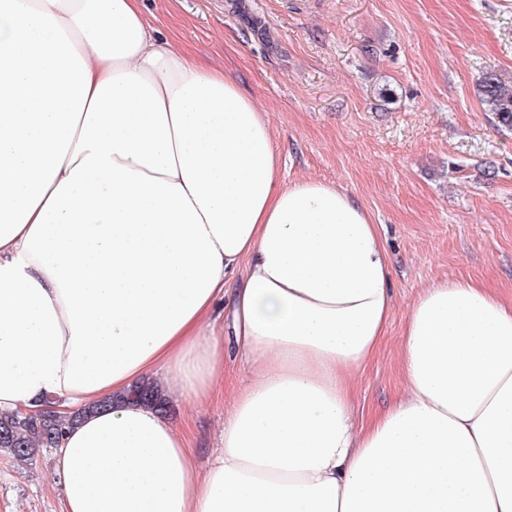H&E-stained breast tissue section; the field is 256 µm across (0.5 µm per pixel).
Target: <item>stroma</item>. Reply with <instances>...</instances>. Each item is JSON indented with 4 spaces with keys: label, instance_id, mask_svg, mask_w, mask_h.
Returning a JSON list of instances; mask_svg holds the SVG:
<instances>
[{
    "label": "stroma",
    "instance_id": "1",
    "mask_svg": "<svg viewBox=\"0 0 512 512\" xmlns=\"http://www.w3.org/2000/svg\"><path fill=\"white\" fill-rule=\"evenodd\" d=\"M143 11L266 113L283 183L340 186L379 224L394 310L356 382L367 420L401 391L399 341L422 288L463 277L512 296V131L478 93L488 72L512 86V0H143ZM168 406L198 455L220 447L221 399ZM53 467L50 448L23 468L0 453V512H61Z\"/></svg>",
    "mask_w": 512,
    "mask_h": 512
}]
</instances>
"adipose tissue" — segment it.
Wrapping results in <instances>:
<instances>
[{
	"mask_svg": "<svg viewBox=\"0 0 512 512\" xmlns=\"http://www.w3.org/2000/svg\"><path fill=\"white\" fill-rule=\"evenodd\" d=\"M390 288L366 209L283 185L264 112L141 0H0V412L85 409L56 453L63 512H512V298L424 288L403 390L359 424ZM149 376L223 396L207 466L153 407L96 409ZM214 317L218 321V326L221 327V325H224V350L226 352L225 359H224V370L225 372H228L235 377H244L245 371L242 369L241 364L237 360V357L235 356V353L233 351V347L230 344V336H229V330L227 327V319L225 316L224 319V305L223 303L220 304L214 311Z\"/></svg>",
	"mask_w": 512,
	"mask_h": 512,
	"instance_id": "1",
	"label": "adipose tissue"
}]
</instances>
